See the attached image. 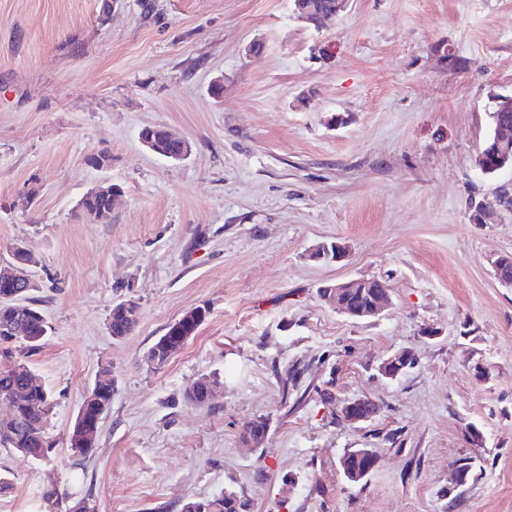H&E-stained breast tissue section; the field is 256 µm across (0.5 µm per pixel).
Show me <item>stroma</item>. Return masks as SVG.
<instances>
[{
	"label": "stroma",
	"instance_id": "1",
	"mask_svg": "<svg viewBox=\"0 0 512 512\" xmlns=\"http://www.w3.org/2000/svg\"><path fill=\"white\" fill-rule=\"evenodd\" d=\"M99 7L0 0V266L18 245L35 259L51 332L25 363L58 442L41 461L0 449V512H46L51 481L96 512H180L228 489L245 512H512V288L492 267L512 255V212L472 219L512 189V169L476 163L493 96L512 95V0H348L320 28L291 0ZM153 125L190 156L147 150ZM105 180L120 191L107 223L78 207ZM334 240L345 260L310 259ZM360 278L388 286L380 318L317 294ZM125 300L139 320L116 339ZM198 306L196 335L147 363ZM400 350L415 366L382 377ZM104 368L118 389L81 460L66 437ZM208 375L221 391L188 404ZM357 398L377 412L352 424L338 409ZM350 448L378 453L358 485L339 469ZM461 458L477 478L456 490ZM131 301L126 300L112 307L108 326L113 338L122 339L130 335L138 323L139 307ZM127 302L132 305L131 308H126ZM195 309H198L200 312H208L205 307H197L188 313L190 319L186 318L175 324L180 326L178 329L173 330L172 328L175 325H169L166 332L160 336L158 340L149 348L146 356L147 362L149 364L157 368L166 365L169 359L178 351H180L187 343L186 341H182L180 336H188L189 334H191L190 336L192 337L195 336L197 330L204 322V320L199 321L195 316L191 314V312Z\"/></svg>",
	"mask_w": 512,
	"mask_h": 512
}]
</instances>
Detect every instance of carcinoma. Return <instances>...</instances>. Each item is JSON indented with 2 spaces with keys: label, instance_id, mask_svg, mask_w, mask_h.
<instances>
[{
  "label": "carcinoma",
  "instance_id": "obj_1",
  "mask_svg": "<svg viewBox=\"0 0 512 512\" xmlns=\"http://www.w3.org/2000/svg\"><path fill=\"white\" fill-rule=\"evenodd\" d=\"M512 128V112H504L499 105H494L488 112V133L482 154V170L495 173L500 170L512 169V162L506 159L505 153L496 148L495 137L499 128ZM140 138L150 142L162 151L163 156L175 158L183 153L182 142L172 138L165 127L148 126L140 131ZM82 213L93 215L107 223L112 218V199L103 193L87 194L80 203ZM370 287L365 295H351L348 305L358 308L366 304L368 293L382 291L383 282L370 279ZM139 319L138 304L128 308L120 302L112 307L109 316V330L115 339L130 335ZM22 324L26 334L34 341H26L20 336H7L0 331V357H21L38 350L48 334V324L42 311L32 302L30 292L24 291L20 298L0 299V328L6 325ZM201 326L195 316L179 322V328L167 327L166 332L149 348L147 362L157 368L166 365L169 359L180 351L185 342L182 337L196 334ZM30 372L22 369L18 372L0 371V399L13 401L17 404L16 414L8 421L0 420V448L20 452L35 460L49 457L55 448V442L47 432V421L53 410V399L47 389L41 385L33 387L29 382ZM214 382L211 377L198 379L195 386L188 390L185 400L191 405L206 403L207 388ZM92 390L96 392L95 403L88 404L87 414L97 417L104 414L112 404V395L117 391V381L112 372L103 368L96 375ZM47 512H60L65 506L66 497L59 489L50 485L42 492ZM199 512H243L244 503L232 492L211 499H190L181 506V512H191V507Z\"/></svg>",
  "mask_w": 512,
  "mask_h": 512
}]
</instances>
